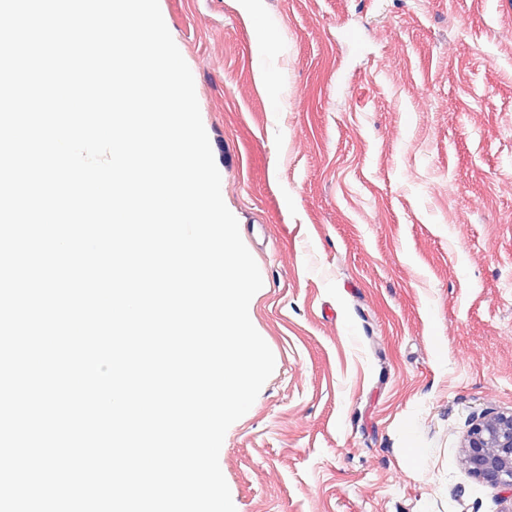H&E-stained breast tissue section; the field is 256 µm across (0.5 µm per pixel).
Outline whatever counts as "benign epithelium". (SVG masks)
I'll return each instance as SVG.
<instances>
[{
	"label": "benign epithelium",
	"instance_id": "obj_1",
	"mask_svg": "<svg viewBox=\"0 0 512 512\" xmlns=\"http://www.w3.org/2000/svg\"><path fill=\"white\" fill-rule=\"evenodd\" d=\"M464 462L479 482L512 494V412L489 413L472 423Z\"/></svg>",
	"mask_w": 512,
	"mask_h": 512
}]
</instances>
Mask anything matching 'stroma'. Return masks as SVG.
Returning a JSON list of instances; mask_svg holds the SVG:
<instances>
[{"label":"stroma","mask_w":512,"mask_h":512,"mask_svg":"<svg viewBox=\"0 0 512 512\" xmlns=\"http://www.w3.org/2000/svg\"><path fill=\"white\" fill-rule=\"evenodd\" d=\"M159 6L275 357L236 512H512L462 448L512 411V0Z\"/></svg>","instance_id":"stroma-1"}]
</instances>
